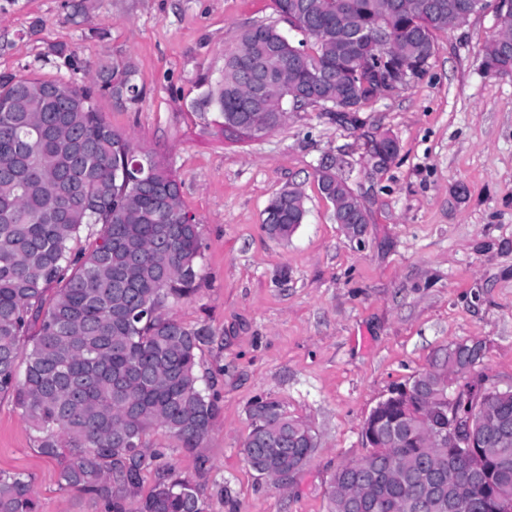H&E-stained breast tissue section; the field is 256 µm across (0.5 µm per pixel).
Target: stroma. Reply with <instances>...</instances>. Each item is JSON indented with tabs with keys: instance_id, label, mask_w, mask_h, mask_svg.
Segmentation results:
<instances>
[{
	"instance_id": "obj_1",
	"label": "stroma",
	"mask_w": 512,
	"mask_h": 512,
	"mask_svg": "<svg viewBox=\"0 0 512 512\" xmlns=\"http://www.w3.org/2000/svg\"><path fill=\"white\" fill-rule=\"evenodd\" d=\"M287 29L274 0H0V76L90 83L100 64L134 70L135 104L96 106L112 129L166 167L200 227L198 291L166 313L207 328L198 353L220 408L202 456L150 429L209 512H328L331 475L360 459L361 428L392 385L425 370L436 349L486 344L476 375L512 387V73L487 71L494 7L436 32L426 71L345 117L310 105L259 140L224 132L208 95L224 54L256 23ZM75 57L70 70L56 48ZM398 152L382 166L372 140ZM341 174L370 221L363 241L336 224L315 170ZM301 191L303 224L268 236L263 212L282 188ZM278 400L317 447L286 488L245 462L249 407ZM28 474L41 512H106L58 484L33 431L0 397V470Z\"/></svg>"
}]
</instances>
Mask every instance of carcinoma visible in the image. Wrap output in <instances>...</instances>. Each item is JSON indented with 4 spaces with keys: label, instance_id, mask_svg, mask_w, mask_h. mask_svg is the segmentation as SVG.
Wrapping results in <instances>:
<instances>
[{
    "label": "carcinoma",
    "instance_id": "1",
    "mask_svg": "<svg viewBox=\"0 0 512 512\" xmlns=\"http://www.w3.org/2000/svg\"><path fill=\"white\" fill-rule=\"evenodd\" d=\"M306 38L285 41L272 24L241 33L238 47L224 57V75L215 102L224 124L233 125L251 98L244 72L266 67V50L277 49L287 82L272 83L265 112H286L294 99L336 107L353 91L354 60L385 53L403 58L434 33L467 17L455 12L460 0H443L444 14L429 15L427 0H310ZM384 28L387 50L351 44L341 38L348 22ZM485 67L512 72V54L497 39L483 49ZM340 74L341 85L319 82L316 73ZM62 86L80 93L74 106L66 95H45ZM135 103L143 88L133 72L102 65L94 87L59 79L0 80V396L12 399L36 433L38 453L61 460L60 485L103 501L111 512L126 502L142 472L155 465L157 481L140 512H208L190 480L175 478L161 462L163 453L146 447L144 436L162 427L193 453L203 447L219 406L201 387L197 351L209 339L205 328H189L162 312L170 300L195 291L201 258L199 225L185 212L176 181L150 155L112 130L95 104V94ZM324 197L336 203V172H321ZM266 229L286 239L304 221V197L285 189L265 209ZM94 238L74 250L81 237ZM52 296H47V292ZM29 345H21L23 338ZM485 352L481 340L441 348L452 358L462 349ZM500 415L512 419V389L490 391ZM448 425L441 403L399 396L379 413L381 426L405 428L394 448L375 451L373 506L364 512H406L405 489L392 485L385 462L395 456L418 474L427 468L448 472L479 504L472 512H512L490 508L488 488L512 484L509 466L470 483V458H453L408 429L418 413ZM251 430L244 442L248 464L261 476L288 472L312 456L316 437L306 422L288 416L276 400L249 409ZM0 512H40L29 476L0 471Z\"/></svg>",
    "mask_w": 512,
    "mask_h": 512
}]
</instances>
